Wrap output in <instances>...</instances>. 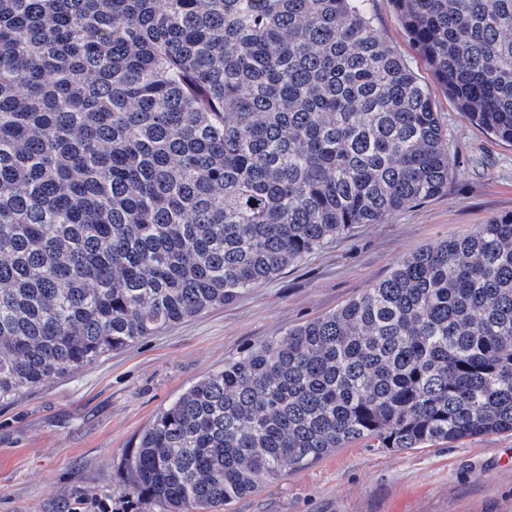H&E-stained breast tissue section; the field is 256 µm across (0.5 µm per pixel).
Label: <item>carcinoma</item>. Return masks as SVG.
I'll use <instances>...</instances> for the list:
<instances>
[{
  "label": "carcinoma",
  "instance_id": "carcinoma-1",
  "mask_svg": "<svg viewBox=\"0 0 512 512\" xmlns=\"http://www.w3.org/2000/svg\"><path fill=\"white\" fill-rule=\"evenodd\" d=\"M393 5L448 98L512 143V0ZM454 174L365 0H0V402ZM508 431L512 213L224 362L141 433L124 493L191 512L356 441Z\"/></svg>",
  "mask_w": 512,
  "mask_h": 512
}]
</instances>
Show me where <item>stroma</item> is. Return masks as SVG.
I'll return each mask as SVG.
<instances>
[{
	"mask_svg": "<svg viewBox=\"0 0 512 512\" xmlns=\"http://www.w3.org/2000/svg\"><path fill=\"white\" fill-rule=\"evenodd\" d=\"M373 25L425 84L457 166L447 190L382 224H356L274 279L76 373L0 404V512H158L123 493L126 463L156 414L225 361L385 279L422 246L512 213V143L448 98L391 0ZM197 512H512V432L396 451L359 441Z\"/></svg>",
	"mask_w": 512,
	"mask_h": 512,
	"instance_id": "1",
	"label": "stroma"
}]
</instances>
